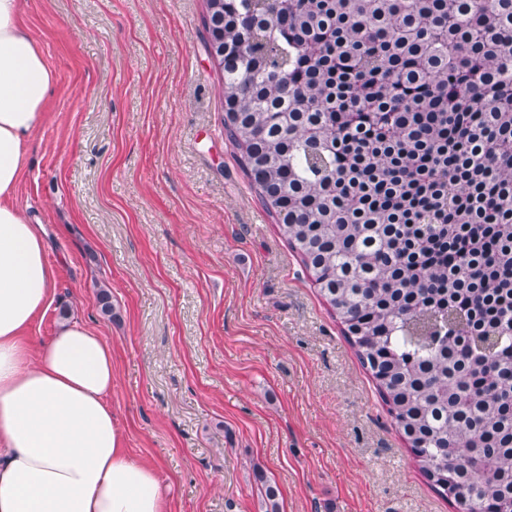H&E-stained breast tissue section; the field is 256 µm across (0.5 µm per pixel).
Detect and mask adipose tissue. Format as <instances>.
Segmentation results:
<instances>
[{
  "label": "adipose tissue",
  "mask_w": 512,
  "mask_h": 512,
  "mask_svg": "<svg viewBox=\"0 0 512 512\" xmlns=\"http://www.w3.org/2000/svg\"><path fill=\"white\" fill-rule=\"evenodd\" d=\"M20 15L0 0V512H169L155 467L122 446L111 345L71 322L29 334L56 270L15 194L56 76Z\"/></svg>",
  "instance_id": "obj_1"
}]
</instances>
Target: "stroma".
<instances>
[{
    "label": "stroma",
    "mask_w": 512,
    "mask_h": 512,
    "mask_svg": "<svg viewBox=\"0 0 512 512\" xmlns=\"http://www.w3.org/2000/svg\"><path fill=\"white\" fill-rule=\"evenodd\" d=\"M205 0H22L57 80L17 200L43 225L62 316L112 347L109 401L170 512H458L224 130ZM107 289L111 317L100 312Z\"/></svg>",
    "instance_id": "35a3bbf8"
}]
</instances>
